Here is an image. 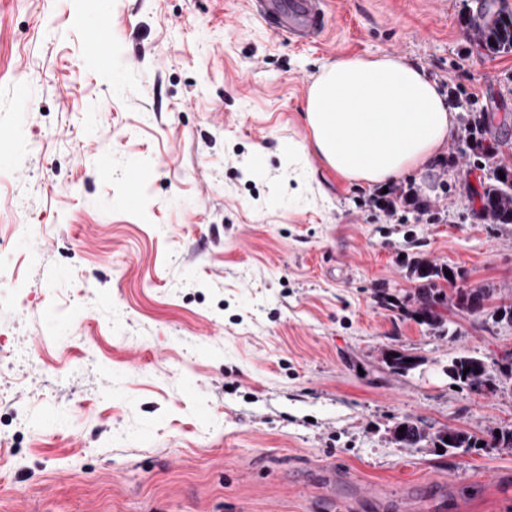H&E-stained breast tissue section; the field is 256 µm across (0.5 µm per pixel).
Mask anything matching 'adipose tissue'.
Listing matches in <instances>:
<instances>
[{"mask_svg":"<svg viewBox=\"0 0 512 512\" xmlns=\"http://www.w3.org/2000/svg\"><path fill=\"white\" fill-rule=\"evenodd\" d=\"M304 120L324 164L368 186L429 172L456 132V110L425 67L394 55L324 66Z\"/></svg>","mask_w":512,"mask_h":512,"instance_id":"obj_1","label":"adipose tissue"}]
</instances>
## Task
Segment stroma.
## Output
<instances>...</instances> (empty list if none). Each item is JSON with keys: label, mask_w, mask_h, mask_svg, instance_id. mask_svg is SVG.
<instances>
[{"label": "stroma", "mask_w": 512, "mask_h": 512, "mask_svg": "<svg viewBox=\"0 0 512 512\" xmlns=\"http://www.w3.org/2000/svg\"><path fill=\"white\" fill-rule=\"evenodd\" d=\"M478 0H328L297 45L246 0H0V512H512V224L464 151L489 113L512 162V51ZM104 21L109 65L85 53ZM426 68L459 108L436 172L377 189L310 149L307 88L344 56ZM138 171L137 208H127ZM13 224H35L29 239ZM423 257L493 288L413 317ZM419 359L408 374L383 361ZM503 366L454 385L460 355ZM484 445L405 448L403 417ZM468 25L474 30L483 48L490 53L512 50V12L505 8L494 10L490 4L469 17ZM493 40V44H490ZM493 294V288H457L448 295V303L458 311L477 314L485 309V302Z\"/></svg>", "instance_id": "stroma-1"}]
</instances>
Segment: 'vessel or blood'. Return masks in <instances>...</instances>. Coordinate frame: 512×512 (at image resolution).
Returning a JSON list of instances; mask_svg holds the SVG:
<instances>
[{
    "mask_svg": "<svg viewBox=\"0 0 512 512\" xmlns=\"http://www.w3.org/2000/svg\"><path fill=\"white\" fill-rule=\"evenodd\" d=\"M254 17L298 44L318 41L326 20V0H249Z\"/></svg>",
    "mask_w": 512,
    "mask_h": 512,
    "instance_id": "1",
    "label": "vessel or blood"
}]
</instances>
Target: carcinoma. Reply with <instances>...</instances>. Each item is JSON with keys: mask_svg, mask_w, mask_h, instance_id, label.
<instances>
[{"mask_svg": "<svg viewBox=\"0 0 512 512\" xmlns=\"http://www.w3.org/2000/svg\"><path fill=\"white\" fill-rule=\"evenodd\" d=\"M468 25L489 52L512 50V12L504 8L495 10L489 5L470 16ZM467 132V147L472 155L480 158L493 155L494 148L486 144L489 129L481 120L475 117L469 119ZM501 172L505 176L503 180L499 177ZM481 201L483 219L492 224H512V165L500 163L488 171ZM410 265L416 277L423 281L418 292L419 307L414 314L421 323L434 330L447 332L445 323L434 309L435 305L448 302L459 311L477 314L485 309V302L494 294L492 288H458L448 295L439 288V280L451 281L445 275V269L422 257L412 260ZM409 358L411 355L400 351L394 353L389 350L385 353L386 363L397 374H406L418 366V361L411 362ZM466 368L469 369L467 373L464 372ZM496 374V368L473 355H461L448 362V376L476 392L489 389ZM403 426L407 427L411 436L400 434ZM392 434L395 441L406 448L430 444L435 448L466 450L477 446V440L462 429L445 427L432 433L429 426L408 417L394 423Z\"/></svg>", "mask_w": 512, "mask_h": 512, "instance_id": "carcinoma-1", "label": "carcinoma"}]
</instances>
